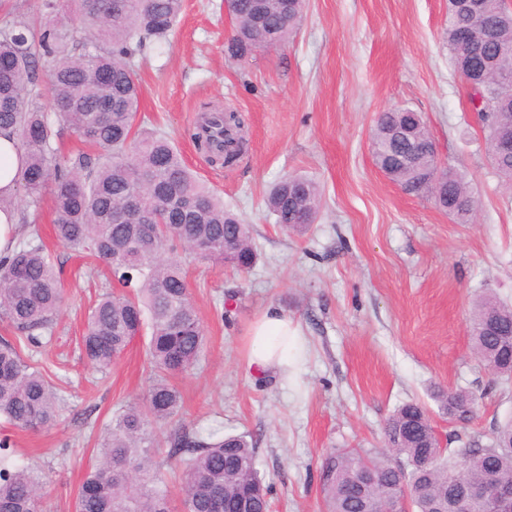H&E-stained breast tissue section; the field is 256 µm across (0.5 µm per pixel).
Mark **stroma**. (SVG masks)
I'll list each match as a JSON object with an SVG mask.
<instances>
[{
    "label": "stroma",
    "instance_id": "35a3bbf8",
    "mask_svg": "<svg viewBox=\"0 0 512 512\" xmlns=\"http://www.w3.org/2000/svg\"><path fill=\"white\" fill-rule=\"evenodd\" d=\"M447 21L448 0H308L286 45L236 61L224 0H183L173 30L138 69L139 123L168 135L252 226L251 270L187 264L206 346L175 383L187 426L256 441L271 512H326L322 458L344 448L382 451L384 422L404 403L423 404L451 449L465 435L490 444L512 418V384H492L469 333L477 295L489 290L512 304V188L488 157L443 40ZM208 107L246 117L248 151L234 168L211 166L191 138ZM397 107L422 114L441 165L469 182L472 223H455L376 167L371 130L379 112ZM290 175L323 193L302 236L283 231L264 204ZM15 210L38 222L65 289L53 332L23 350L56 386L61 422L29 433L0 420V438H9L15 463L44 480L43 512H74L101 428L149 383L148 339L136 337L110 369L95 371L82 336L108 273L87 275L82 258L55 244L51 194L36 209L17 197ZM270 306L305 334L304 358L286 377L249 363L252 325ZM440 389L481 395L477 415L448 418L434 398Z\"/></svg>",
    "mask_w": 512,
    "mask_h": 512
}]
</instances>
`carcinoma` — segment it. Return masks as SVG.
Returning <instances> with one entry per match:
<instances>
[{
    "instance_id": "carcinoma-1",
    "label": "carcinoma",
    "mask_w": 512,
    "mask_h": 512,
    "mask_svg": "<svg viewBox=\"0 0 512 512\" xmlns=\"http://www.w3.org/2000/svg\"><path fill=\"white\" fill-rule=\"evenodd\" d=\"M255 0H234L231 56L247 49L263 51L288 42L302 19L305 0L288 17L280 0H261L257 23ZM491 43L481 54L493 70L470 93L486 133V146L498 174L512 182V153L498 152L500 140H512V119L489 120V103L502 94V79L512 75V9L503 0H481ZM182 0H74L65 11L59 0H42L41 15H17L0 29V130L15 134L25 156L17 192L38 207L53 184V231L64 247L87 252L103 262L122 293L106 292L91 308L83 337L84 355L96 369H106L144 333L153 370L140 402L112 417L98 443L96 466L80 484L75 512H172L154 449L156 431L180 421L182 399L172 378L191 371L199 361L205 336L192 301L182 257L229 265L238 270L257 261L251 225L224 208V202L200 184L177 149L162 133L136 124L139 89L135 68L148 46L168 36ZM469 15L448 5L444 38L459 72H465L470 48L456 39ZM53 61L52 112L39 92L41 58ZM431 140L422 116L398 108L382 113L372 130L376 165L409 193H421L415 176L398 165L395 128ZM245 120L227 108L207 119L192 134L198 148L216 154L230 168L244 151ZM69 130L87 145L108 152L91 166L80 153L65 164L52 163L53 144ZM448 198L435 205L458 224L471 222L476 199L462 176L451 169ZM139 205L137 220L125 218L130 201ZM318 185L302 176L278 182L265 200L275 221L290 233L307 224L293 214L317 218ZM26 237L0 257V321L30 346L53 331L62 304V284L39 229L27 225ZM495 317L503 332H512V306L486 292L472 305V353L492 380H512V344L485 331ZM59 394L48 377L24 357L17 341L0 337V416L10 425L38 432L59 418ZM448 417L467 421L476 415V397L464 390L437 395ZM383 438L388 453L372 456L357 449L322 458L320 489L327 512H385L409 498L413 512H498L488 499L459 502L464 488L488 479L512 486V419L498 427L493 441L461 442L452 456L438 448L426 409L405 403L386 420ZM168 457L177 461L184 512H269V490L256 469V448L244 435L216 440L181 425L166 439ZM0 512H41L39 477L12 461L9 438L0 439Z\"/></svg>"
}]
</instances>
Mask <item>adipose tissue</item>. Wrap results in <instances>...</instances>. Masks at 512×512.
I'll return each instance as SVG.
<instances>
[{
  "mask_svg": "<svg viewBox=\"0 0 512 512\" xmlns=\"http://www.w3.org/2000/svg\"><path fill=\"white\" fill-rule=\"evenodd\" d=\"M249 363L255 370L287 373L305 350L300 325L275 307L265 309L250 332Z\"/></svg>",
  "mask_w": 512,
  "mask_h": 512,
  "instance_id": "1",
  "label": "adipose tissue"
}]
</instances>
